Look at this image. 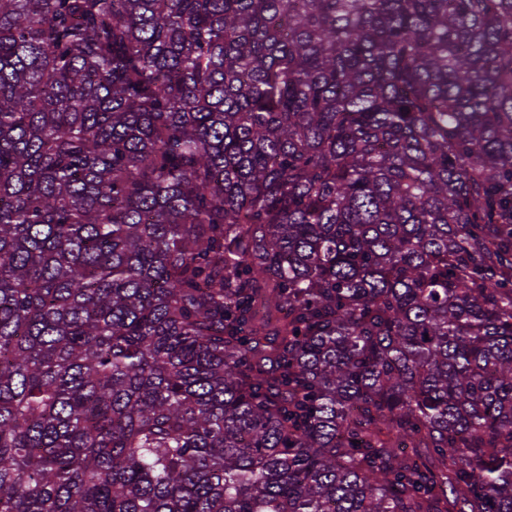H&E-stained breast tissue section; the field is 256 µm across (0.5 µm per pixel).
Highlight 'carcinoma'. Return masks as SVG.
<instances>
[{
	"mask_svg": "<svg viewBox=\"0 0 512 512\" xmlns=\"http://www.w3.org/2000/svg\"><path fill=\"white\" fill-rule=\"evenodd\" d=\"M0 512H512V0H0Z\"/></svg>",
	"mask_w": 512,
	"mask_h": 512,
	"instance_id": "carcinoma-1",
	"label": "carcinoma"
}]
</instances>
